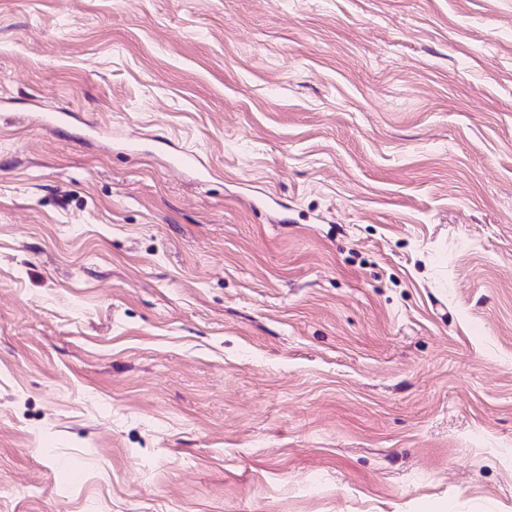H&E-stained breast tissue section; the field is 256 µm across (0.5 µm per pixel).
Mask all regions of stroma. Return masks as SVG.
Instances as JSON below:
<instances>
[{
    "instance_id": "35a3bbf8",
    "label": "stroma",
    "mask_w": 512,
    "mask_h": 512,
    "mask_svg": "<svg viewBox=\"0 0 512 512\" xmlns=\"http://www.w3.org/2000/svg\"><path fill=\"white\" fill-rule=\"evenodd\" d=\"M62 507L512 512V0H0V512Z\"/></svg>"
}]
</instances>
